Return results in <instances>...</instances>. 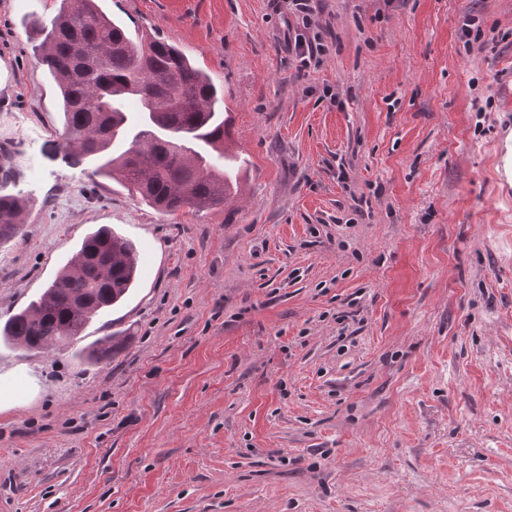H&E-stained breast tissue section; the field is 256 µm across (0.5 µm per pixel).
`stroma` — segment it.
Listing matches in <instances>:
<instances>
[{"mask_svg": "<svg viewBox=\"0 0 512 512\" xmlns=\"http://www.w3.org/2000/svg\"><path fill=\"white\" fill-rule=\"evenodd\" d=\"M102 3L223 88L242 167L229 203L161 215L65 164L28 33L57 0H0V194L28 205L0 322L92 227L140 254L79 340L0 343V512H512V0ZM316 36L313 40L306 38L304 34H297L294 37V41L288 40V48L295 52L296 56L300 58V62L308 67L312 61L315 60V64L319 63V54L321 53V43L316 42ZM499 94L506 105L508 112H505L507 119L499 125V131L494 139L496 150V165L499 181L511 189L512 182V70L501 75ZM125 341L126 336L112 333L82 348L77 355L87 363H99L103 360H110L119 352Z\"/></svg>", "mask_w": 512, "mask_h": 512, "instance_id": "stroma-1", "label": "stroma"}]
</instances>
